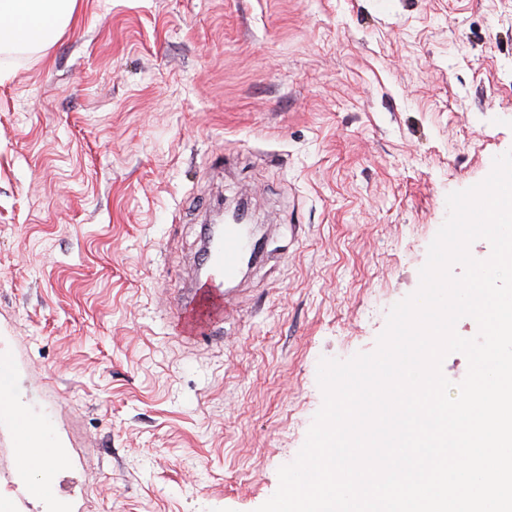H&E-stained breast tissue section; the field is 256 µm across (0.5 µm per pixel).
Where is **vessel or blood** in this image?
Instances as JSON below:
<instances>
[{
  "mask_svg": "<svg viewBox=\"0 0 512 512\" xmlns=\"http://www.w3.org/2000/svg\"><path fill=\"white\" fill-rule=\"evenodd\" d=\"M255 246L245 223L208 224L203 229L199 261L186 293L174 315L177 336L191 340L209 333L223 323L231 305L227 290L243 272ZM16 379V363L11 351L0 350V393L10 394ZM30 414L11 404L0 405V423L16 435L17 447L41 450L37 436L29 429Z\"/></svg>",
  "mask_w": 512,
  "mask_h": 512,
  "instance_id": "b4317fda",
  "label": "vessel or blood"
}]
</instances>
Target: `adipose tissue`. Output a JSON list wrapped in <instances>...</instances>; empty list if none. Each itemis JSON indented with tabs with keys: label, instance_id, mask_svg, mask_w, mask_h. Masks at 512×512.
I'll return each mask as SVG.
<instances>
[{
	"label": "adipose tissue",
	"instance_id": "obj_1",
	"mask_svg": "<svg viewBox=\"0 0 512 512\" xmlns=\"http://www.w3.org/2000/svg\"><path fill=\"white\" fill-rule=\"evenodd\" d=\"M76 0H0V48L46 46L70 22Z\"/></svg>",
	"mask_w": 512,
	"mask_h": 512
}]
</instances>
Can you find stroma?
Listing matches in <instances>:
<instances>
[{"label":"stroma","mask_w":512,"mask_h":512,"mask_svg":"<svg viewBox=\"0 0 512 512\" xmlns=\"http://www.w3.org/2000/svg\"><path fill=\"white\" fill-rule=\"evenodd\" d=\"M512 149V0H77L0 51V346L58 460L28 512H256L324 397L417 290L450 192ZM266 258L172 329L200 230Z\"/></svg>","instance_id":"stroma-1"}]
</instances>
